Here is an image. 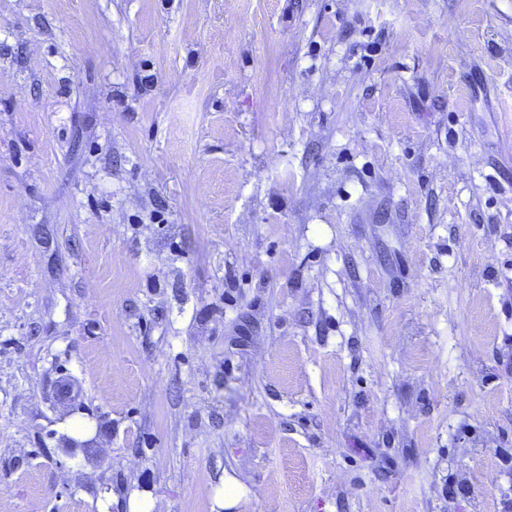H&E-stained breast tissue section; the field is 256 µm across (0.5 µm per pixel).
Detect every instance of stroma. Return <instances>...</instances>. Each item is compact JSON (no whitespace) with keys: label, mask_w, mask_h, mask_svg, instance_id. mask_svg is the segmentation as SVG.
I'll use <instances>...</instances> for the list:
<instances>
[{"label":"stroma","mask_w":512,"mask_h":512,"mask_svg":"<svg viewBox=\"0 0 512 512\" xmlns=\"http://www.w3.org/2000/svg\"><path fill=\"white\" fill-rule=\"evenodd\" d=\"M134 492L512 512V0H0V512Z\"/></svg>","instance_id":"obj_1"}]
</instances>
